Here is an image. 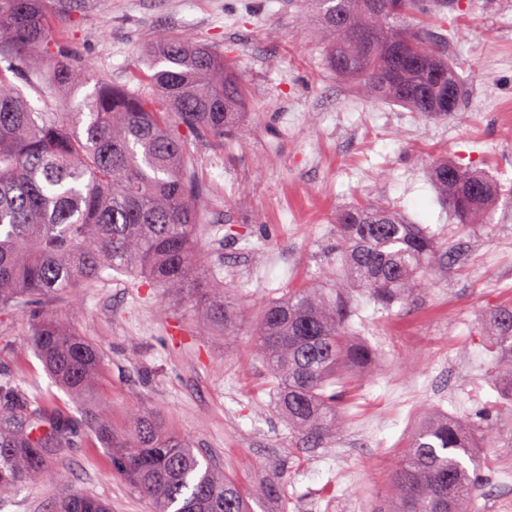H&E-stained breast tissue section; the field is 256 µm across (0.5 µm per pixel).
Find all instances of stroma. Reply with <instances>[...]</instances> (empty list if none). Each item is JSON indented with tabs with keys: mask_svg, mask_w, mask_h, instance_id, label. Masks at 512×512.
Listing matches in <instances>:
<instances>
[{
	"mask_svg": "<svg viewBox=\"0 0 512 512\" xmlns=\"http://www.w3.org/2000/svg\"><path fill=\"white\" fill-rule=\"evenodd\" d=\"M310 9L308 0H71L56 20L84 62L74 112L100 75L128 84L156 33L232 52L248 90L247 134L195 141L190 151L205 188L200 254L218 261L230 300L249 314L235 336L203 335L198 308L160 289L146 294L118 274L0 315L1 376L75 411L78 399L53 384L27 336L44 312L77 325L107 354L90 402L111 428L123 431L136 408L152 410L236 480L254 512L376 510L401 448L433 410L474 429L512 427V398L493 385L484 322L491 308L512 303V128L501 117L512 106V0H461L428 20L466 79L460 109L445 119L360 99L327 69L322 29L301 19ZM435 159L472 162L499 179L496 223H453L429 177ZM365 203L441 230L454 253L437 288L408 307L386 310L354 294L357 341L374 361L349 379L344 430L310 441L275 409L254 328L266 300L328 287L322 270L336 261V214ZM493 250L500 260L486 265ZM473 454L477 512H512V485L499 469L512 447ZM74 492L109 502L112 512L150 509L91 432L36 484L0 499V512H56Z\"/></svg>",
	"mask_w": 512,
	"mask_h": 512,
	"instance_id": "stroma-1",
	"label": "stroma"
}]
</instances>
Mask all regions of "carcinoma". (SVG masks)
Here are the masks:
<instances>
[{"label": "carcinoma", "instance_id": "carcinoma-1", "mask_svg": "<svg viewBox=\"0 0 512 512\" xmlns=\"http://www.w3.org/2000/svg\"><path fill=\"white\" fill-rule=\"evenodd\" d=\"M50 0H0V59L9 71L43 80L53 102L31 108L22 88L0 69V312L87 288L105 274H133L148 285L202 302L204 324L233 336L247 312L228 300V286L197 260L202 187L187 165L188 141L243 135L239 113L246 87L228 58L185 35L159 33L145 44L151 64L135 78L144 96L99 81L88 113L66 109L80 59L59 34ZM329 35L326 62L361 95L425 118L459 108L463 76L424 26L405 18H436L458 0H310ZM431 178L453 219L480 224L501 194L492 177L438 160ZM336 235L350 276L378 304L406 307L417 292L437 287L448 244L380 204L336 214ZM343 297L313 288L288 292L260 312L258 354L277 379L276 406L300 436L340 431L345 421L334 387L364 364L369 350L351 340ZM493 379L512 397V304L495 308ZM30 350L63 390L93 389L104 355L79 329L50 315L33 324ZM92 427L111 444L112 463L151 512H252L237 483L201 462L193 445L166 430L147 409L115 435L88 408L76 417L11 379L0 381V495L40 479L57 452ZM482 442L512 446V430L485 425ZM471 434L439 411L403 448L390 478L389 512H473L481 490ZM104 500L75 493L58 512H109Z\"/></svg>", "mask_w": 512, "mask_h": 512}]
</instances>
